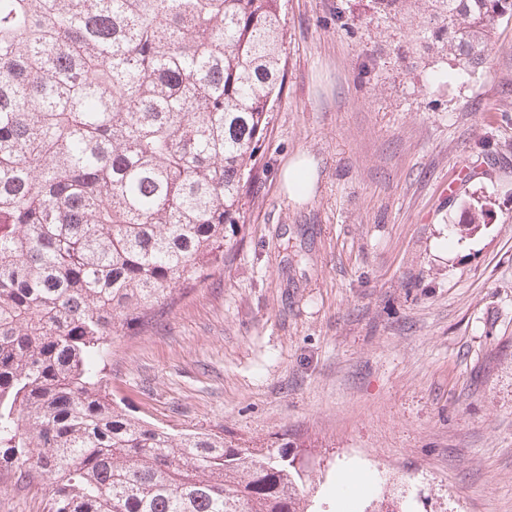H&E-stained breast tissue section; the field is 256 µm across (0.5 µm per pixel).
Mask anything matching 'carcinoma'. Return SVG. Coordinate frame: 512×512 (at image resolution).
I'll return each instance as SVG.
<instances>
[{
    "label": "carcinoma",
    "mask_w": 512,
    "mask_h": 512,
    "mask_svg": "<svg viewBox=\"0 0 512 512\" xmlns=\"http://www.w3.org/2000/svg\"><path fill=\"white\" fill-rule=\"evenodd\" d=\"M426 2L472 72L512 18ZM285 64L280 0H0V465L49 512H309L288 444L138 418L100 368L224 260Z\"/></svg>",
    "instance_id": "obj_1"
}]
</instances>
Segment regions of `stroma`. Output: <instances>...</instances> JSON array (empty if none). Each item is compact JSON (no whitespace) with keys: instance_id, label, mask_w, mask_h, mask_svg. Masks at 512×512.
<instances>
[{"instance_id":"stroma-1","label":"stroma","mask_w":512,"mask_h":512,"mask_svg":"<svg viewBox=\"0 0 512 512\" xmlns=\"http://www.w3.org/2000/svg\"><path fill=\"white\" fill-rule=\"evenodd\" d=\"M281 17L244 221L204 282L114 336L108 389L176 430L297 447L313 512H512V20L461 79L415 43L423 9L281 0ZM301 154L318 180L296 203L281 173ZM474 205L485 223H464ZM48 510L0 467V512Z\"/></svg>"}]
</instances>
